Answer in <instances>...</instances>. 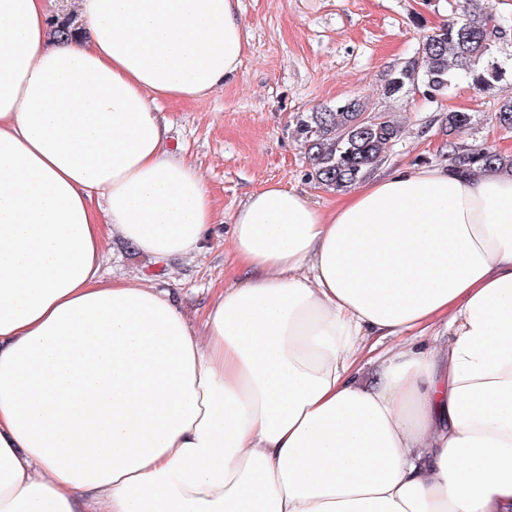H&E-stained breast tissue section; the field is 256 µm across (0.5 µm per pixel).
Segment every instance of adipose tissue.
Listing matches in <instances>:
<instances>
[{"label": "adipose tissue", "mask_w": 512, "mask_h": 512, "mask_svg": "<svg viewBox=\"0 0 512 512\" xmlns=\"http://www.w3.org/2000/svg\"><path fill=\"white\" fill-rule=\"evenodd\" d=\"M0 0V512H512V175L270 184L189 320L105 242L200 253L163 99L237 75L239 0Z\"/></svg>", "instance_id": "obj_1"}]
</instances>
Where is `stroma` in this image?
Listing matches in <instances>:
<instances>
[{"instance_id":"1","label":"stroma","mask_w":512,"mask_h":512,"mask_svg":"<svg viewBox=\"0 0 512 512\" xmlns=\"http://www.w3.org/2000/svg\"><path fill=\"white\" fill-rule=\"evenodd\" d=\"M461 0H240L245 53L237 77L204 102L163 101L169 147L205 176L215 231L202 252L175 260L141 254L121 238L107 243L104 281L133 277L169 290L188 316L201 313L214 289L235 280L229 249L232 214L247 195L277 183L306 192L327 210L342 192L311 180L300 118L336 103L366 97L376 112L402 127L383 168L449 165L448 145L492 146L512 155V132L493 114L512 97V83L474 90L456 81L440 98L423 85L395 95L385 88L419 48L425 31L451 17ZM464 111L468 130L449 133L445 116Z\"/></svg>"}]
</instances>
